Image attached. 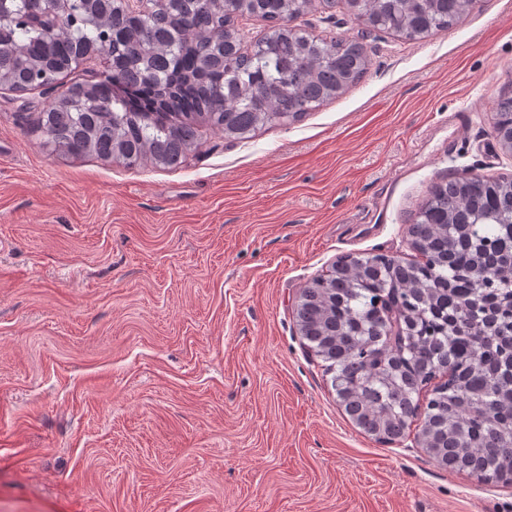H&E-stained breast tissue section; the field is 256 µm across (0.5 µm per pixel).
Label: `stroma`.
Returning <instances> with one entry per match:
<instances>
[{"label":"stroma","instance_id":"35a3bbf8","mask_svg":"<svg viewBox=\"0 0 512 512\" xmlns=\"http://www.w3.org/2000/svg\"><path fill=\"white\" fill-rule=\"evenodd\" d=\"M299 23L357 38L365 77L245 141L201 125L175 170L51 152L53 92L0 88V512H512L356 428L293 314L340 255L414 258L434 183L512 174V0L420 41L343 0ZM509 90L502 89L499 91L495 101V122L494 129L497 137L512 134V106L509 105L507 97Z\"/></svg>","mask_w":512,"mask_h":512}]
</instances>
